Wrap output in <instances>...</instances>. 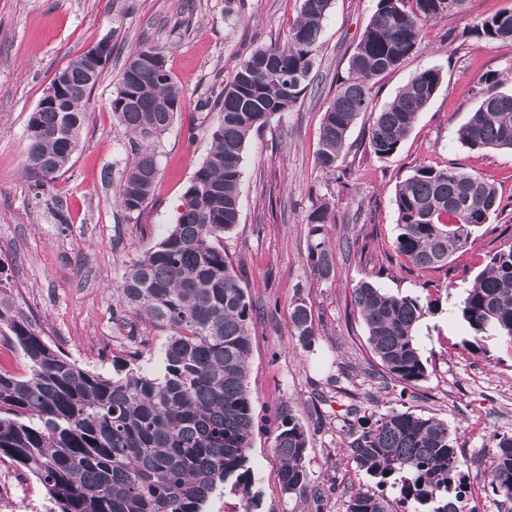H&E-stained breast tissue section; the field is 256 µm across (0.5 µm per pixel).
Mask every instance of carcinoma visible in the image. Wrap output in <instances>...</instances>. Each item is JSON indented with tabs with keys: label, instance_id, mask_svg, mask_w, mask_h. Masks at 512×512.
Masks as SVG:
<instances>
[{
	"label": "carcinoma",
	"instance_id": "carcinoma-1",
	"mask_svg": "<svg viewBox=\"0 0 512 512\" xmlns=\"http://www.w3.org/2000/svg\"><path fill=\"white\" fill-rule=\"evenodd\" d=\"M464 0H378L377 10L349 58V74L329 101L321 123L319 167L336 171L356 118L371 109L370 83L395 70L420 44V23L441 20ZM332 0H302L288 40L259 47L224 83L214 105L222 121L211 149L184 194L177 223L125 272L117 287L128 311L169 332L162 369L113 364L116 375L81 367L50 345L30 318L0 289V333L15 340L29 362L23 378L0 373V462L8 461L45 487L57 512H203L230 486L251 512L252 398L248 360L255 307L224 255L221 238L239 223L243 154L252 134L291 109L311 84L323 20ZM452 39L512 42V9L474 22ZM103 71L90 73L85 55L56 75L67 93L54 108L31 112L26 127V177L35 190L51 185L78 147L86 104ZM437 68L416 72L377 113L369 147L389 157L437 93ZM477 107L456 131L471 150L512 151V93L497 74L484 78ZM180 110V93L157 46L127 58L112 98V116L138 140L120 185L118 203L141 213L158 175L154 139ZM394 250L418 270L444 267L501 208L494 182L478 173L422 164L396 190ZM333 207L319 203L308 216L307 264L319 280L336 276L327 225ZM372 356L387 377L416 386L428 377L417 342L423 320L435 313L433 294L395 295L362 280L353 288ZM461 318L470 345L485 335L512 342V242L494 252L464 288ZM291 323L306 349L315 343L310 309L294 305ZM348 442L356 467L379 489H398L430 512H448L433 491L459 470L458 429L433 416L392 410L358 418ZM308 437L294 417L282 420L273 447L281 486L294 494L308 483ZM489 487L512 503V436L495 437ZM346 512H393L382 493L357 492Z\"/></svg>",
	"mask_w": 512,
	"mask_h": 512
}]
</instances>
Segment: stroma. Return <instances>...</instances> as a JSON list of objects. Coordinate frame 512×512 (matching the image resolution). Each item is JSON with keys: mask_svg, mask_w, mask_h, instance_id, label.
<instances>
[{"mask_svg": "<svg viewBox=\"0 0 512 512\" xmlns=\"http://www.w3.org/2000/svg\"><path fill=\"white\" fill-rule=\"evenodd\" d=\"M378 0H333L322 27L315 79L288 112L254 133L244 151L240 221L224 252L256 305L247 383L255 414L247 465L254 512H345L351 493L374 480L353 463L347 443L355 406L366 415L409 410L461 430L458 446L471 512H506L487 486L493 437L512 435V344L486 337V354L462 345L469 330L457 304L486 256L512 240V153L472 151L456 131L477 106L487 74L512 79V43L451 39L512 0H465L458 13L421 25L419 50L378 80L372 109L355 120L335 173L317 165L323 112ZM301 0H0V261L7 286L46 341L86 369L112 375L113 358L146 348L159 356L168 333L123 311L116 288L128 267L175 224L183 196L211 148L218 113L206 98L256 48L286 42ZM110 40L112 58L94 89L67 172L44 193L24 173L25 129L55 75ZM159 45L180 91L181 110L154 141L155 191L141 214L116 198L134 158L112 116L124 61ZM438 68L442 83L392 156L380 158L367 133L375 109L415 72ZM421 164L480 173L494 181L502 209L455 254L449 270L409 272L393 245L396 189ZM336 213L328 234L336 277H313L307 219L320 201ZM374 282L394 294L450 285L437 314L418 331L429 377L416 388L386 381L350 304L353 287ZM312 312L316 344L303 349L291 323L295 303ZM306 429L307 488L281 489L273 444L283 415ZM0 512H54L43 485L0 462Z\"/></svg>", "mask_w": 512, "mask_h": 512, "instance_id": "1", "label": "stroma"}]
</instances>
